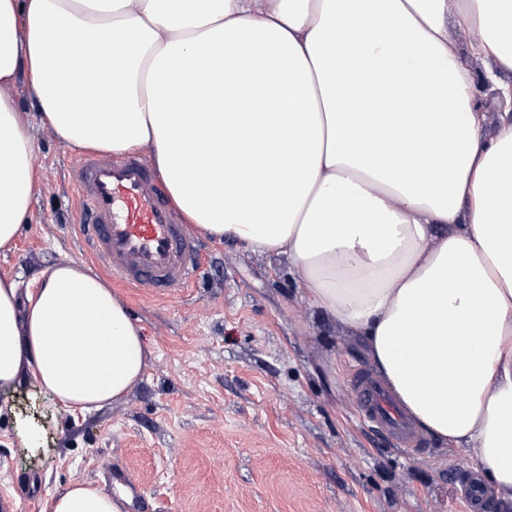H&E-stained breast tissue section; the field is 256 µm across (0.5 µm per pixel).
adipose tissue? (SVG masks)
<instances>
[{
	"label": "adipose tissue",
	"instance_id": "ef3b65f1",
	"mask_svg": "<svg viewBox=\"0 0 512 512\" xmlns=\"http://www.w3.org/2000/svg\"><path fill=\"white\" fill-rule=\"evenodd\" d=\"M457 31L504 101L494 132ZM510 73L512 0H0V250L40 178L3 92L22 75L65 145L147 151L198 232L287 257L418 431L467 450L512 512ZM35 283L0 277V388L28 374L83 411L126 395L151 351L110 284L70 261ZM128 504L82 483L46 509Z\"/></svg>",
	"mask_w": 512,
	"mask_h": 512
}]
</instances>
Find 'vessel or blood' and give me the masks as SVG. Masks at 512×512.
I'll list each match as a JSON object with an SVG mask.
<instances>
[{
  "label": "vessel or blood",
  "instance_id": "b4317fda",
  "mask_svg": "<svg viewBox=\"0 0 512 512\" xmlns=\"http://www.w3.org/2000/svg\"><path fill=\"white\" fill-rule=\"evenodd\" d=\"M70 175L80 201L76 230L93 265L114 283L155 296L191 286L201 266L198 243L170 207L149 164L135 155L93 153L75 157ZM354 383L364 420L415 448L411 426L386 390L362 371ZM460 497L467 512H481L483 488L477 475H470Z\"/></svg>",
  "mask_w": 512,
  "mask_h": 512
}]
</instances>
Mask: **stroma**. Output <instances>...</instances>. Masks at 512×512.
Segmentation results:
<instances>
[{
    "mask_svg": "<svg viewBox=\"0 0 512 512\" xmlns=\"http://www.w3.org/2000/svg\"><path fill=\"white\" fill-rule=\"evenodd\" d=\"M42 178L0 276L88 265L68 181L76 155L33 122ZM193 287L156 300L120 288L152 354L122 400L81 413L39 383L0 388V512H44L47 494L127 468L129 512H466L469 454L420 438L407 452L363 420L353 373L370 362L311 308L286 259L201 238Z\"/></svg>",
    "mask_w": 512,
    "mask_h": 512,
    "instance_id": "35a3bbf8",
    "label": "stroma"
}]
</instances>
